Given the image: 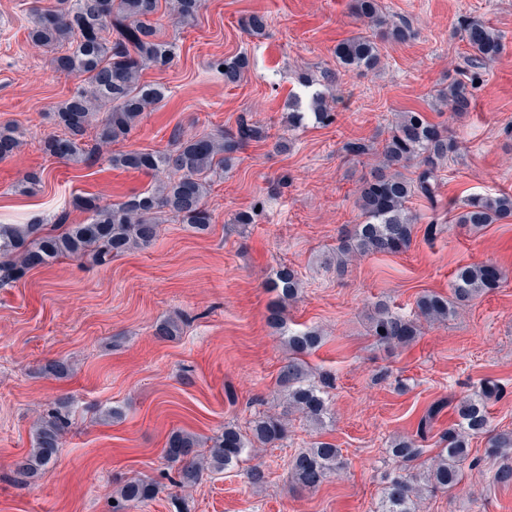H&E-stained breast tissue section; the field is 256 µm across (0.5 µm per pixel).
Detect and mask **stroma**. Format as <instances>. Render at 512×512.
<instances>
[{"label": "stroma", "mask_w": 512, "mask_h": 512, "mask_svg": "<svg viewBox=\"0 0 512 512\" xmlns=\"http://www.w3.org/2000/svg\"><path fill=\"white\" fill-rule=\"evenodd\" d=\"M354 0H204L197 19L173 24L160 7L161 35L176 42L165 68L144 70L163 88L128 138L102 146L85 163L42 150L58 128L51 119L78 85L50 70L51 51L33 44L36 13L56 0H0V125H17L20 148L0 160V224H29L68 213L72 202L97 196L109 203L156 187L160 179L112 168L115 150L168 148L173 134L190 138L236 129L239 118L263 136L242 149L223 177L212 180L208 230L165 217L151 246L100 265L92 257L62 258L0 287V512H112L125 480L143 478L162 490L133 512H376L395 461L391 441L413 435L430 405L445 401L424 445L433 464L440 434L459 404L491 380L505 391L491 402V427L512 431V223L480 228L458 223L474 194H512V0H379L386 18L408 22L413 40H380V62L362 73H338L320 90L335 123L296 131L288 151L277 148L294 100H307L298 76L335 67L334 50L363 33ZM268 21L246 31L253 14ZM480 20L503 38L500 56L480 70L471 109L451 112L440 93L467 69L463 21ZM247 54L250 69L228 87L211 63ZM424 113L447 129L457 152L441 172L435 201L413 198L412 242L393 254L351 257L344 271L329 265L359 221V189L377 164L398 113ZM368 147L347 153L348 142ZM32 171L39 185L22 190ZM254 211L250 224L235 214ZM435 234H428L429 225ZM502 268L498 288L439 323H422L406 346L380 343L372 332L375 305L386 302L417 319L418 298L449 294L458 267ZM283 265L302 281L288 302V330H320L307 358L329 418L315 428L285 411L277 384L289 357L271 328L276 301L266 282ZM180 321V336H155L157 322ZM60 362L64 374L50 372ZM68 400L71 426L55 465L27 478L17 462L33 447L37 421ZM120 418H109V410ZM286 413V438L252 451L195 486L170 480L165 458L172 431L199 437L206 453L225 426L247 430L256 417ZM334 443L343 467L314 490L295 488L291 457L315 440ZM488 435L472 437L461 482L422 496L418 512H512V482H494L503 466ZM259 467L264 478L248 472Z\"/></svg>", "instance_id": "stroma-1"}]
</instances>
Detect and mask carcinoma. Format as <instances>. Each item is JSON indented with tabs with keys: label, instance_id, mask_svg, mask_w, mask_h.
<instances>
[{
	"label": "carcinoma",
	"instance_id": "1",
	"mask_svg": "<svg viewBox=\"0 0 512 512\" xmlns=\"http://www.w3.org/2000/svg\"><path fill=\"white\" fill-rule=\"evenodd\" d=\"M158 0H58L54 10L39 14L29 32L35 44L62 48L54 56V69L81 78L80 85L64 105L54 113L61 133L47 137L43 143L46 154L72 162L88 159L98 146L86 147L87 127L98 123V138L103 144L124 140L137 125L144 112L158 103L161 89L142 82L148 67L170 65L176 44L161 38ZM203 0H172L169 12L179 22L193 20ZM355 14L369 28L379 29L382 36L406 43L415 35L406 22L388 23L380 14L378 0H355ZM471 51L469 63L479 68L494 60L503 51V42L493 28L476 21L465 27ZM336 66L346 72H360L380 62L378 44L371 35H358L336 46ZM250 65L245 54L213 63L227 86L238 84ZM478 73L448 83L444 97L451 111L458 115L471 108ZM310 119L329 126L336 115L324 98H312L310 112H290L286 116L287 131L292 133ZM262 137L260 129L242 120L236 131L202 134L186 140L172 137L166 150L129 149L114 152L109 162L115 168L147 174L168 173L166 181L155 189L133 194L125 200L102 204L94 197H80L75 206L88 213L87 221L67 223L59 216L49 229L44 224H0V283L8 284L22 278L35 267L49 265L61 258L82 257L93 253L99 263H107L125 253L149 246L158 236L162 215L179 219L197 230L211 224L206 198L211 176L224 173L246 143ZM21 145V134L14 126L0 127V159L10 156ZM456 153V144L447 129L430 122L416 111L400 113L381 152V161L371 179L364 182L357 205L362 221L352 236L336 248V266L346 265L353 254L396 253L412 240L415 217L406 203L415 195L434 201L439 188L438 172ZM414 169L415 177L404 170ZM512 220V195L503 193L489 197L476 195L467 200L458 223L480 227ZM502 271L490 265L465 266L457 270L451 294L426 293L417 301L418 314L427 321H447L457 309L499 286ZM269 288L278 293L282 304L299 293L297 272L282 265L276 270ZM373 335L393 345H407L417 336V322L377 308ZM322 341L316 330L288 334L292 356L281 367L279 387L286 392L288 408L303 413L316 428L325 424L329 415L327 401L320 388L311 381L304 356L316 350ZM501 395L500 387L491 381L481 386L459 405L458 421L439 437L438 463L424 473L412 474L406 463L418 460L424 449L426 426L435 414L431 410L421 419L416 435L394 441L393 459L400 463L390 479L378 512H417L416 500L421 486L431 492L446 491L456 486L463 465L469 458V440L490 429L488 402ZM68 404L43 418L34 432V446L28 456L17 463V471L25 477L37 475L57 460L58 448L69 426ZM283 419L260 416L252 421L250 432L227 425L214 439L209 456L196 459V436L176 430L168 438L165 456L178 463L177 483L196 484L204 469L222 471L237 463L254 444H272L284 438ZM490 448L501 456L512 450V431L498 432L490 438ZM340 452L336 445L316 440L299 451L290 461L295 485L312 490L322 485L340 469ZM162 491L160 484L140 478L125 482L112 497V512H128L135 504L153 500Z\"/></svg>",
	"mask_w": 512,
	"mask_h": 512
}]
</instances>
